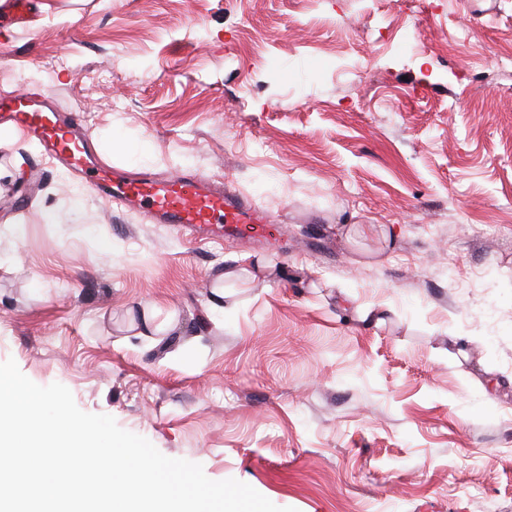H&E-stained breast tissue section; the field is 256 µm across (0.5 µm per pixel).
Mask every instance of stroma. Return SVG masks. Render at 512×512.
<instances>
[{"instance_id": "35a3bbf8", "label": "stroma", "mask_w": 512, "mask_h": 512, "mask_svg": "<svg viewBox=\"0 0 512 512\" xmlns=\"http://www.w3.org/2000/svg\"><path fill=\"white\" fill-rule=\"evenodd\" d=\"M505 54L512 0H35L0 89L283 235L152 223L2 138L0 363L296 512H512Z\"/></svg>"}]
</instances>
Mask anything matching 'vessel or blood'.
I'll return each mask as SVG.
<instances>
[{"label": "vessel or blood", "mask_w": 512, "mask_h": 512, "mask_svg": "<svg viewBox=\"0 0 512 512\" xmlns=\"http://www.w3.org/2000/svg\"><path fill=\"white\" fill-rule=\"evenodd\" d=\"M33 97L30 91L1 93L0 112L21 133L37 141L50 159L65 163L102 191L112 193L118 205L137 207L160 224L188 228L224 224L243 240L273 239L281 234V225L268 223L263 210L218 181L206 183L182 175L159 177L143 171L114 187V167L103 161L87 165V147L76 116L44 102L35 103Z\"/></svg>", "instance_id": "b4317fda"}]
</instances>
